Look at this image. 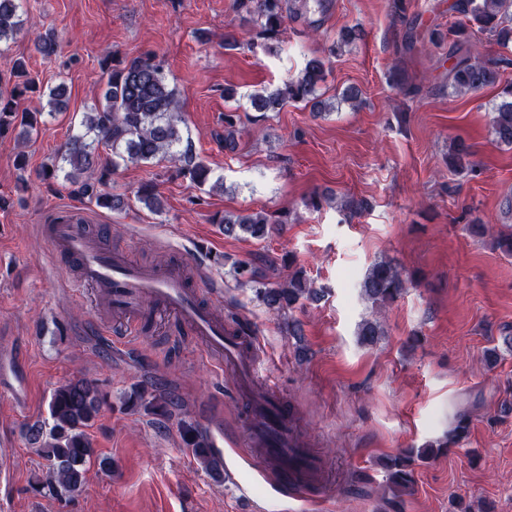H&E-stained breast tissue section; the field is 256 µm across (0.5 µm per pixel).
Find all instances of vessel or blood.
Instances as JSON below:
<instances>
[{"label": "vessel or blood", "mask_w": 512, "mask_h": 512, "mask_svg": "<svg viewBox=\"0 0 512 512\" xmlns=\"http://www.w3.org/2000/svg\"><path fill=\"white\" fill-rule=\"evenodd\" d=\"M47 237L55 255L76 261L78 284L89 286V300L101 327L118 330L119 344L140 335L148 316L144 303L151 300L167 307L219 365L233 369L234 392L249 404L241 415L245 446L265 468L281 471L283 484L295 500L309 501L323 479L322 467L301 449L295 418L281 406L255 399L253 388H262L267 395L272 389L265 384L254 337L240 329H225L223 316L190 287L183 266L143 268L122 251L99 245L69 209L57 211L47 226Z\"/></svg>", "instance_id": "obj_1"}]
</instances>
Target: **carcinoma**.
<instances>
[{"mask_svg": "<svg viewBox=\"0 0 512 512\" xmlns=\"http://www.w3.org/2000/svg\"><path fill=\"white\" fill-rule=\"evenodd\" d=\"M23 0H0V53L7 43L16 40L23 32ZM238 11L254 19L262 42L250 40L241 43L231 33L224 36V45L235 49L240 45L254 52L272 50L269 41L275 39L288 17L307 14L324 15L329 8L328 0H236ZM450 9L462 14L465 21L448 27V31L432 30L429 40L448 42V68L446 79L453 92L476 94L494 86L499 80V70L483 62L473 51L470 30L478 31L507 47L512 43V0H457ZM105 88L92 112L82 121L85 132L71 135L60 152L58 161L42 171L45 181L55 180L59 174L75 186L74 192L95 200L97 206L109 210H121L126 206L120 195L105 191L110 180V167L117 160L130 159L148 163L159 156L168 157L178 166V172L203 186L211 180V169L198 160L194 142L180 127L177 94L170 88L164 69L152 53L120 60L111 54L99 59ZM325 61L313 57L306 61L299 73L284 82L275 91L256 90L246 95L253 112L265 115L279 112L290 102H303L317 112L332 108L319 94L325 81ZM38 91L23 60L14 61L9 77L0 76V135L10 127L20 126L28 135L37 127V116H50L63 111L65 84L60 83L48 92L47 112L34 113L20 108V100L28 93ZM239 118L232 113L224 114V151L235 153L239 149L237 125ZM493 140L504 146H512V87L503 91V100L493 110L491 119ZM112 151V166L101 162L99 147ZM472 151L462 139L454 140L448 148V172L461 175L475 171L471 160ZM136 200L152 212L162 210V202L155 191L154 181L143 182L136 193ZM345 214L362 212L368 202L354 196L343 198L337 204ZM224 225V236L239 238L249 236L264 239L270 225L288 223V213L273 218L264 211L246 214H226L217 220ZM232 269L236 282L242 286L257 283L266 278V268L253 261L235 260ZM399 269L389 261L379 260L367 269L361 288L363 295L379 309L395 302L406 288ZM258 299L266 309L280 313L295 308L303 300L319 301L323 290L309 287L302 272L297 271L284 284L265 285L256 289ZM381 335L380 324L366 319L357 328L362 344H373ZM150 395L149 404L163 415L171 414L173 398L165 392L164 383L152 380L148 385L135 389L130 395L132 403L143 401ZM105 402L100 387L86 379H75L59 386L51 395L48 410L51 423L31 426V441L39 444L38 452L46 462L45 477L39 480L40 490L60 501L73 499L84 490L87 473L97 459L87 429L92 426ZM468 435V423L459 418L448 435L430 441L425 448L409 451L386 463L387 480L398 491L406 490L413 483L414 466L444 453L448 448L463 441ZM181 437L191 448L194 458L204 470L217 480L224 479L221 457L211 452L209 436L192 425L182 429Z\"/></svg>", "mask_w": 512, "mask_h": 512, "instance_id": "carcinoma-1", "label": "carcinoma"}]
</instances>
